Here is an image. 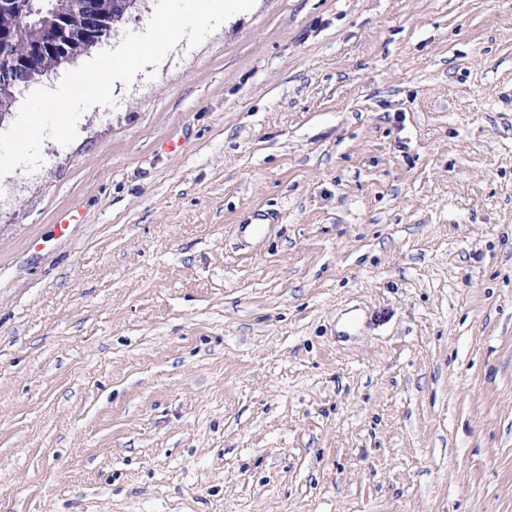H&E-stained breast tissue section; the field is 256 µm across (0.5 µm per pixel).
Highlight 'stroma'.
Instances as JSON below:
<instances>
[{"label":"stroma","mask_w":512,"mask_h":512,"mask_svg":"<svg viewBox=\"0 0 512 512\" xmlns=\"http://www.w3.org/2000/svg\"><path fill=\"white\" fill-rule=\"evenodd\" d=\"M113 94L0 177V512H512V0H255Z\"/></svg>","instance_id":"1"}]
</instances>
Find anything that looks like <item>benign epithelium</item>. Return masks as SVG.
<instances>
[{"mask_svg":"<svg viewBox=\"0 0 512 512\" xmlns=\"http://www.w3.org/2000/svg\"><path fill=\"white\" fill-rule=\"evenodd\" d=\"M100 3L99 10L78 13L74 19L67 15L52 16L42 39L28 47L24 61L41 59L36 70L43 73L50 70L47 63L51 59L60 66L96 50L112 32V5L108 0Z\"/></svg>","mask_w":512,"mask_h":512,"instance_id":"7a95c632","label":"benign epithelium"}]
</instances>
